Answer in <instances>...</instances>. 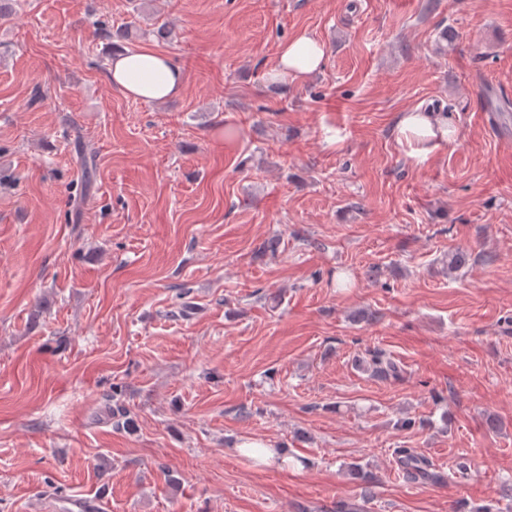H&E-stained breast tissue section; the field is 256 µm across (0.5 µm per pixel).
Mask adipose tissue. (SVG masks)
<instances>
[{
	"instance_id": "obj_1",
	"label": "adipose tissue",
	"mask_w": 512,
	"mask_h": 512,
	"mask_svg": "<svg viewBox=\"0 0 512 512\" xmlns=\"http://www.w3.org/2000/svg\"><path fill=\"white\" fill-rule=\"evenodd\" d=\"M325 60L324 43L300 33L281 44L271 79L276 84L288 83L322 69ZM108 79L124 96L153 103L178 98L185 87L183 69L165 54L147 48L114 50ZM393 132L404 157L415 165L424 163L440 144L453 141L456 135L446 113L416 109L400 114Z\"/></svg>"
}]
</instances>
